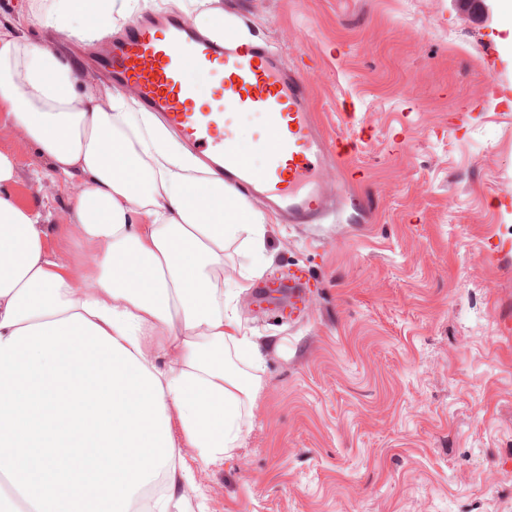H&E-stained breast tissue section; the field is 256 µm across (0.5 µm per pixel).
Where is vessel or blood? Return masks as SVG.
Wrapping results in <instances>:
<instances>
[{
  "instance_id": "vessel-or-blood-1",
  "label": "vessel or blood",
  "mask_w": 512,
  "mask_h": 512,
  "mask_svg": "<svg viewBox=\"0 0 512 512\" xmlns=\"http://www.w3.org/2000/svg\"><path fill=\"white\" fill-rule=\"evenodd\" d=\"M97 65L146 111L162 115L228 186L266 198L285 223L308 224L324 212L321 162L345 145L325 139L304 80L265 45L229 29L213 39L175 17L145 15L121 36L102 41ZM194 76L213 86L211 100L200 106L190 82ZM244 113L262 119L257 139L266 145L263 164L254 163L237 134L234 121ZM308 301L307 283L295 275L289 318L302 316Z\"/></svg>"
}]
</instances>
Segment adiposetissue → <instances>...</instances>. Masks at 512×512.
<instances>
[{
  "label": "adipose tissue",
  "instance_id": "adipose-tissue-1",
  "mask_svg": "<svg viewBox=\"0 0 512 512\" xmlns=\"http://www.w3.org/2000/svg\"><path fill=\"white\" fill-rule=\"evenodd\" d=\"M39 20L60 32L84 12L86 34L113 16L148 9L147 0H34ZM79 73L49 49L0 35V106L64 185L82 183L72 232L94 258L77 289L71 264L50 252L42 212L9 188L17 164L0 151V341L16 329L81 314L116 338L159 378L166 411L176 412L203 458L237 447L243 414L258 396L232 354L262 361L242 334L224 286V242L246 237L257 260L265 229L232 204V188L183 148L156 115L121 96L80 94ZM173 354L161 365L156 352ZM187 469L181 457L162 468L164 492L152 512H179Z\"/></svg>",
  "mask_w": 512,
  "mask_h": 512
}]
</instances>
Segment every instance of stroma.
I'll return each mask as SVG.
<instances>
[{
  "mask_svg": "<svg viewBox=\"0 0 512 512\" xmlns=\"http://www.w3.org/2000/svg\"><path fill=\"white\" fill-rule=\"evenodd\" d=\"M307 82L328 138L355 154L322 171L320 223L265 225L259 277L235 304L271 340L234 452L205 460L173 437L189 512H512V45L501 0H218ZM0 32L41 42L30 0H0ZM495 66H488V58ZM508 100L486 94L489 83ZM12 194L41 203L76 270L77 186L50 177L0 108ZM313 286L280 316L288 274ZM305 275L302 271L294 274V285L290 288L288 296V319H294L304 314L308 305L307 282L303 280Z\"/></svg>",
  "mask_w": 512,
  "mask_h": 512,
  "instance_id": "stroma-1",
  "label": "stroma"
}]
</instances>
